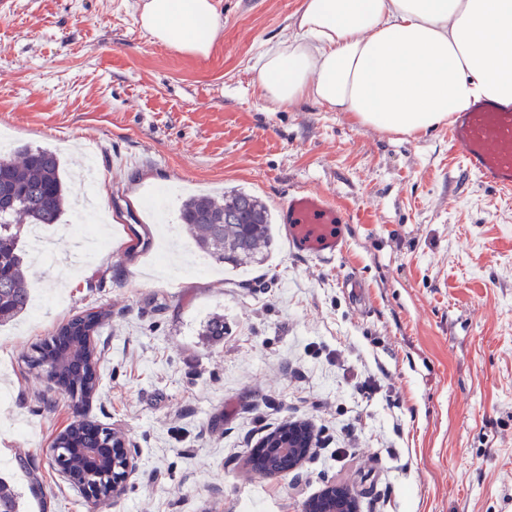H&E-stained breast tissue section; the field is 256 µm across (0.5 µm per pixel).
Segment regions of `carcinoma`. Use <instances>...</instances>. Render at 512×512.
<instances>
[{
	"instance_id": "cac0c4a2",
	"label": "carcinoma",
	"mask_w": 512,
	"mask_h": 512,
	"mask_svg": "<svg viewBox=\"0 0 512 512\" xmlns=\"http://www.w3.org/2000/svg\"><path fill=\"white\" fill-rule=\"evenodd\" d=\"M20 155L19 162L0 158V320L26 310L31 299L22 270L20 225L58 223L66 198L60 160L53 150L26 147ZM181 221L205 257L235 267L254 262L274 236L269 209L244 191L225 201L191 198L182 208ZM54 360L66 376L57 388L72 403L96 391L100 377L93 351L83 358L62 352Z\"/></svg>"
}]
</instances>
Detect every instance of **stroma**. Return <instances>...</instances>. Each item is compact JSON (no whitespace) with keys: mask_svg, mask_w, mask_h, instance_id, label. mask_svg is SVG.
Returning a JSON list of instances; mask_svg holds the SVG:
<instances>
[{"mask_svg":"<svg viewBox=\"0 0 512 512\" xmlns=\"http://www.w3.org/2000/svg\"><path fill=\"white\" fill-rule=\"evenodd\" d=\"M301 0H217L208 57L154 43L141 0H0V132L61 157L72 237L81 195L115 240L79 276L25 267L39 310L0 326V477L22 512H90L48 450L74 420L27 358L104 312L88 414L125 433L138 469L99 512H304L329 484L359 512H512V199L477 183L448 128L418 137L306 101L266 111L254 62ZM348 210L346 252L244 269L158 255L190 196L290 190ZM359 289L346 288V280ZM224 339L200 334L211 314ZM327 447L271 478L252 452L289 422Z\"/></svg>","mask_w":512,"mask_h":512,"instance_id":"1","label":"stroma"}]
</instances>
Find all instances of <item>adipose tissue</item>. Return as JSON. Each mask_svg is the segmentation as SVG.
<instances>
[{
	"label": "adipose tissue",
	"instance_id": "adipose-tissue-1",
	"mask_svg": "<svg viewBox=\"0 0 512 512\" xmlns=\"http://www.w3.org/2000/svg\"><path fill=\"white\" fill-rule=\"evenodd\" d=\"M136 22L204 58L222 28L216 0H144ZM291 27L255 63L268 111L311 100L421 136L476 101L512 104V0H301Z\"/></svg>",
	"mask_w": 512,
	"mask_h": 512
}]
</instances>
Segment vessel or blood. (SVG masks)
<instances>
[{"instance_id":"vessel-or-blood-1","label":"vessel or blood","mask_w":512,"mask_h":512,"mask_svg":"<svg viewBox=\"0 0 512 512\" xmlns=\"http://www.w3.org/2000/svg\"><path fill=\"white\" fill-rule=\"evenodd\" d=\"M448 142L465 170L499 196H512V105L484 100L456 114ZM280 229L290 253L333 259L347 246L349 216L323 191L297 188L280 203Z\"/></svg>"}]
</instances>
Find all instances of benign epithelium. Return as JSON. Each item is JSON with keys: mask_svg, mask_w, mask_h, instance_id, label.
I'll return each instance as SVG.
<instances>
[{"mask_svg": "<svg viewBox=\"0 0 512 512\" xmlns=\"http://www.w3.org/2000/svg\"><path fill=\"white\" fill-rule=\"evenodd\" d=\"M74 331L79 332L80 337L74 340L72 349L93 348V332L81 326L76 329L67 326L63 333L70 336ZM92 432L105 437V443L99 448L78 446V437ZM310 445L307 426L289 423L268 434L259 447L264 449V458H269L271 452L278 457V466L269 475L280 477L298 468ZM49 459L50 465L93 508L121 496L137 468L135 454L124 434L95 426L83 415L56 437L49 449ZM311 509L314 512H357L351 493L336 485L327 487L311 503Z\"/></svg>", "mask_w": 512, "mask_h": 512, "instance_id": "obj_1", "label": "benign epithelium"}]
</instances>
